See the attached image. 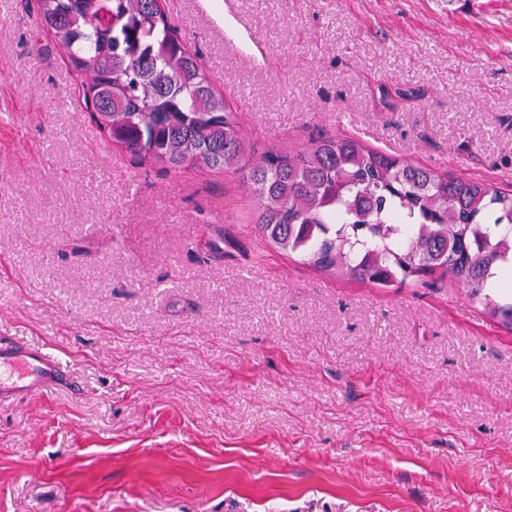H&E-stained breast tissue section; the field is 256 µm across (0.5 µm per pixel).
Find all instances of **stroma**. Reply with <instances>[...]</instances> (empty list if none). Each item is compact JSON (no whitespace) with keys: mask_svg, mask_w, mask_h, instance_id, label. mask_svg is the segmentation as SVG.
Returning <instances> with one entry per match:
<instances>
[{"mask_svg":"<svg viewBox=\"0 0 512 512\" xmlns=\"http://www.w3.org/2000/svg\"><path fill=\"white\" fill-rule=\"evenodd\" d=\"M256 151L334 134L512 189V0H162ZM0 0V512H512V332L450 278L270 247L238 177L135 163ZM60 388L80 391L56 354L43 346L0 336V406Z\"/></svg>","mask_w":512,"mask_h":512,"instance_id":"35a3bbf8","label":"stroma"}]
</instances>
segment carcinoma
I'll list each match as a JSON object with an SVG mask.
<instances>
[{"instance_id":"cac0c4a2","label":"carcinoma","mask_w":512,"mask_h":512,"mask_svg":"<svg viewBox=\"0 0 512 512\" xmlns=\"http://www.w3.org/2000/svg\"><path fill=\"white\" fill-rule=\"evenodd\" d=\"M34 8L80 79L78 101L139 162L234 173L269 244L377 288L448 275L512 331V302L493 297L496 278L512 268V234L502 233L512 229V191L442 175L356 136L258 154L160 0H34Z\"/></svg>"}]
</instances>
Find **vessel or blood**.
Returning <instances> with one entry per match:
<instances>
[{"instance_id":"obj_1","label":"vessel or blood","mask_w":512,"mask_h":512,"mask_svg":"<svg viewBox=\"0 0 512 512\" xmlns=\"http://www.w3.org/2000/svg\"><path fill=\"white\" fill-rule=\"evenodd\" d=\"M77 391L61 359L42 346L0 336V406L54 389Z\"/></svg>"}]
</instances>
